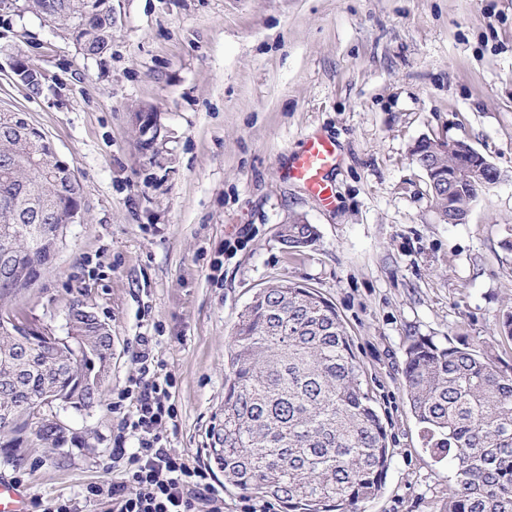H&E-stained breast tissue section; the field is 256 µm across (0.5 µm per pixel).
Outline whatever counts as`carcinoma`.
Instances as JSON below:
<instances>
[{
    "label": "carcinoma",
    "mask_w": 512,
    "mask_h": 512,
    "mask_svg": "<svg viewBox=\"0 0 512 512\" xmlns=\"http://www.w3.org/2000/svg\"><path fill=\"white\" fill-rule=\"evenodd\" d=\"M0 11L58 24L88 59L112 54L111 0H0ZM22 116L0 110V200L17 202L15 211L0 206V252L18 261L10 275L0 271V448L59 450L61 427L37 420V408L60 397L79 411L100 402L101 386L82 381L108 376L112 331L82 304L71 336L44 333L8 307L55 259L77 190L56 176L39 133L13 135ZM440 145L420 140L412 160L439 213L465 214L485 185L447 183L461 156ZM317 237L299 216L281 229L295 252ZM226 369L224 405L207 431L209 462L225 483L273 498L283 512H359L380 492L392 459L387 430L329 300L291 281L261 289L239 315ZM403 387L425 448L453 469L445 512H512V368L419 336L406 349Z\"/></svg>",
    "instance_id": "carcinoma-1"
}]
</instances>
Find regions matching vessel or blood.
<instances>
[{
    "instance_id": "1",
    "label": "vessel or blood",
    "mask_w": 512,
    "mask_h": 512,
    "mask_svg": "<svg viewBox=\"0 0 512 512\" xmlns=\"http://www.w3.org/2000/svg\"><path fill=\"white\" fill-rule=\"evenodd\" d=\"M338 163L335 143L313 136L295 153L284 170L286 178L302 183L322 201H330L333 188L329 173ZM30 495L20 485L0 482V512H29Z\"/></svg>"
}]
</instances>
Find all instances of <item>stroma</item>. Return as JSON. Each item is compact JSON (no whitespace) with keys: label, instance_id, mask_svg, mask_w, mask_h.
Returning a JSON list of instances; mask_svg holds the SVG:
<instances>
[{"label":"stroma","instance_id":"35a3bbf8","mask_svg":"<svg viewBox=\"0 0 512 512\" xmlns=\"http://www.w3.org/2000/svg\"><path fill=\"white\" fill-rule=\"evenodd\" d=\"M112 55L86 59L57 26L28 14L0 23V109L27 113L74 169L83 219L34 288L10 302L66 333L70 306L112 329L100 405L42 407L67 444L0 450V477L28 488L30 512L59 503L111 512L137 448L117 395L149 337L176 410L164 443L208 467L206 431L224 401V358L244 306L293 281L337 308L393 450L381 492L361 512H443L447 461L424 447L403 390L410 340L467 344L512 368L499 323L512 309V0H112ZM42 75L32 94L12 71ZM156 115L146 143L135 123ZM333 140L339 165L324 203L283 169L306 138ZM465 139L508 175L466 223L439 221L411 161L418 139ZM318 231L289 250L293 216ZM224 512H282L225 485Z\"/></svg>","mask_w":512,"mask_h":512}]
</instances>
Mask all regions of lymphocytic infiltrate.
<instances>
[{
    "label": "lymphocytic infiltrate",
    "mask_w": 512,
    "mask_h": 512,
    "mask_svg": "<svg viewBox=\"0 0 512 512\" xmlns=\"http://www.w3.org/2000/svg\"><path fill=\"white\" fill-rule=\"evenodd\" d=\"M170 385V379H152L141 388L129 423L142 434L139 446L131 452L121 445L114 448V456L126 461L121 479L105 491L87 486L86 499L109 493L112 512H223L205 472L162 442L159 429L174 414Z\"/></svg>",
    "instance_id": "1"
}]
</instances>
